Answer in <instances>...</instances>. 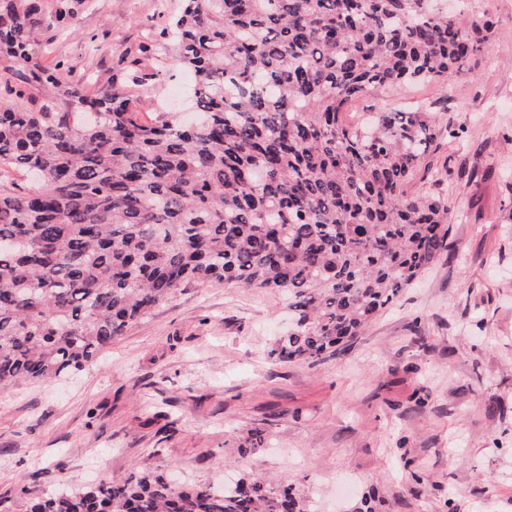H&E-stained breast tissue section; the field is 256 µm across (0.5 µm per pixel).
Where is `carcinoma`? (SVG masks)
I'll list each match as a JSON object with an SVG mask.
<instances>
[{
  "label": "carcinoma",
  "mask_w": 512,
  "mask_h": 512,
  "mask_svg": "<svg viewBox=\"0 0 512 512\" xmlns=\"http://www.w3.org/2000/svg\"><path fill=\"white\" fill-rule=\"evenodd\" d=\"M82 0H0V388L64 377L191 280L288 297L268 357L319 364L454 248L448 203L408 191L436 151L430 107L347 124L375 87L446 82L483 52L460 0H183L160 32L192 72V125L63 82L34 56ZM27 512H314L248 475L179 488L149 471L34 495Z\"/></svg>",
  "instance_id": "obj_1"
}]
</instances>
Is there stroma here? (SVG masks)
I'll list each match as a JSON object with an SVG mask.
<instances>
[{"instance_id":"stroma-1","label":"stroma","mask_w":512,"mask_h":512,"mask_svg":"<svg viewBox=\"0 0 512 512\" xmlns=\"http://www.w3.org/2000/svg\"><path fill=\"white\" fill-rule=\"evenodd\" d=\"M181 3L89 0L36 52L62 80L131 94L146 121L183 116L193 79L159 53ZM471 7L494 26L467 70L371 89L343 115L432 104L455 251L316 366L267 359L290 324L280 295L178 288L82 371L0 391V512L135 470L213 485L263 472L315 512H512V0Z\"/></svg>"}]
</instances>
